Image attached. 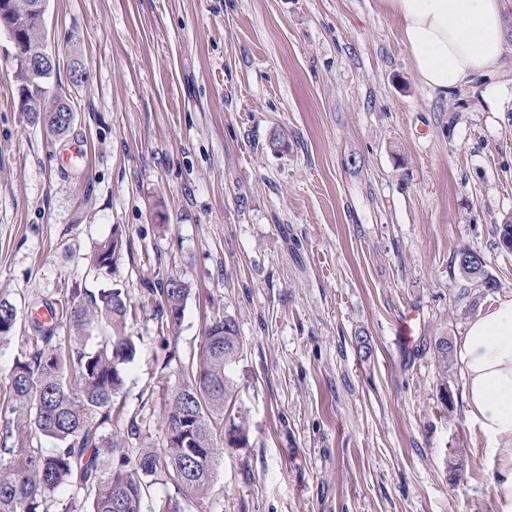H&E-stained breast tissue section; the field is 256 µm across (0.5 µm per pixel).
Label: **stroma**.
I'll return each instance as SVG.
<instances>
[{
    "mask_svg": "<svg viewBox=\"0 0 512 512\" xmlns=\"http://www.w3.org/2000/svg\"><path fill=\"white\" fill-rule=\"evenodd\" d=\"M45 31L60 82L75 59L87 77L51 134L19 110L0 33V410L35 300L116 289L129 447L162 446L207 320L244 343L227 375L247 441L189 512H501L499 458L433 345L512 298V52L444 97L377 0H47ZM464 246L496 289L452 267ZM170 276L189 296L163 335L150 290Z\"/></svg>",
    "mask_w": 512,
    "mask_h": 512,
    "instance_id": "obj_1",
    "label": "stroma"
}]
</instances>
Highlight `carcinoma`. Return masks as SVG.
Wrapping results in <instances>:
<instances>
[{"label":"carcinoma","mask_w":512,"mask_h":512,"mask_svg":"<svg viewBox=\"0 0 512 512\" xmlns=\"http://www.w3.org/2000/svg\"><path fill=\"white\" fill-rule=\"evenodd\" d=\"M28 0H5L6 19L28 41L37 43L41 31L25 16ZM20 108L27 109L54 134L66 132L73 110L66 101L53 98L51 77L32 90L27 75L16 67ZM121 239L112 236L97 244L93 262L109 265ZM159 294L160 328L178 324L189 295L186 284L174 277L153 289ZM51 320L32 319L34 335L24 337L26 350L16 357L10 376V403L0 420V512H76L72 500L56 497L64 485L77 486L91 497V512H143L146 479L164 475L176 484L182 499L156 502L154 512H185L184 504L201 502L213 486L221 448L217 430L224 429V406L232 392L227 368L243 350L235 321L226 317L211 321L203 336L196 366L186 381L166 400L162 413L165 446L139 448L135 458L126 451L127 439L137 434L136 421L127 432L103 429L120 419L116 400L124 386V365L136 354L132 337L121 332L132 308L119 291L89 293L77 304L65 297L41 304ZM69 322V344L56 336L58 324ZM16 323V310L0 300V338ZM103 323L109 335L95 348L83 339L94 324ZM451 343L446 336L434 339L433 352L439 371L448 373ZM57 441L50 452L42 439ZM118 465H113L114 455Z\"/></svg>","instance_id":"cac0c4a2"}]
</instances>
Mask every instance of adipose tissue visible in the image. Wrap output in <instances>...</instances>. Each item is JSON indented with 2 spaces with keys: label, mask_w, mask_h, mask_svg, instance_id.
<instances>
[{
  "label": "adipose tissue",
  "mask_w": 512,
  "mask_h": 512,
  "mask_svg": "<svg viewBox=\"0 0 512 512\" xmlns=\"http://www.w3.org/2000/svg\"><path fill=\"white\" fill-rule=\"evenodd\" d=\"M421 82L443 95L496 69L506 51L507 0H382ZM468 414L501 465L492 486L512 512V298L476 315L455 345Z\"/></svg>",
  "instance_id": "adipose-tissue-1"
}]
</instances>
